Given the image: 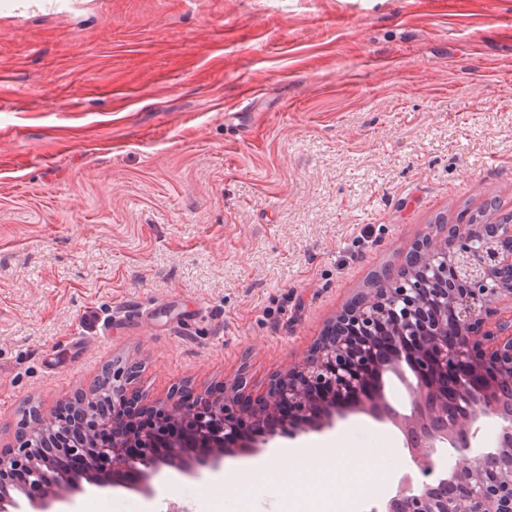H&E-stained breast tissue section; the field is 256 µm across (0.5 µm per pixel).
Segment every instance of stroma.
<instances>
[{"mask_svg":"<svg viewBox=\"0 0 512 512\" xmlns=\"http://www.w3.org/2000/svg\"><path fill=\"white\" fill-rule=\"evenodd\" d=\"M0 77L2 449L117 356L158 405L257 396L438 222L512 214V0H0ZM336 439L403 446L352 415L226 458L236 497L59 512H336L255 469Z\"/></svg>","mask_w":512,"mask_h":512,"instance_id":"obj_1","label":"stroma"}]
</instances>
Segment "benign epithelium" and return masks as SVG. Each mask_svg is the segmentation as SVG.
Masks as SVG:
<instances>
[{"instance_id": "1", "label": "benign epithelium", "mask_w": 512, "mask_h": 512, "mask_svg": "<svg viewBox=\"0 0 512 512\" xmlns=\"http://www.w3.org/2000/svg\"><path fill=\"white\" fill-rule=\"evenodd\" d=\"M409 252L424 258L423 276L436 287H418L406 263L380 275L307 356L270 383L255 411L238 409L234 395L204 392L189 402L175 392L166 413L177 422L193 415L192 436L174 434L161 444L142 433L136 442L144 451L130 454L129 442L115 436L88 446L85 437L71 435L60 409L23 433L13 455H0V477L26 468L41 489L26 496L33 512H55L86 483L120 482L150 496L152 479L164 467L195 477L203 469L219 470L239 449L254 455L278 436L294 439L365 414L401 431L408 467L424 477L450 449L438 479L415 482L406 473L371 512H512V314L502 317L495 306L512 298V225L479 224L438 244L427 236ZM388 373L404 382L410 413H399L387 399ZM132 374L112 377L111 387L98 392L106 406L84 413L88 427H110L134 405L150 410L146 398L127 394ZM487 419L498 429L480 446ZM65 452L89 454L109 467L96 475L72 471L63 465Z\"/></svg>"}]
</instances>
